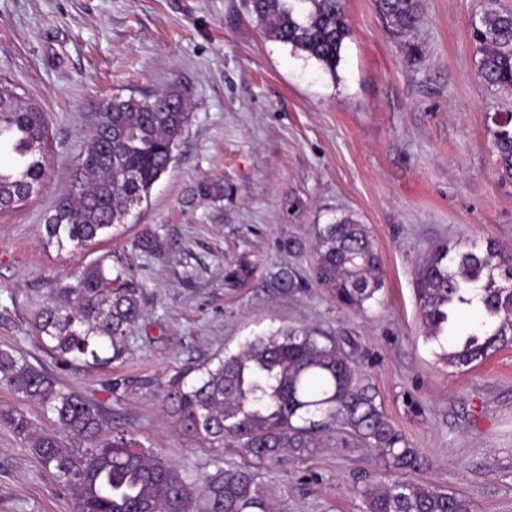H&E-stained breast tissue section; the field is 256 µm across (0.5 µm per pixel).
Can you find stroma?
I'll use <instances>...</instances> for the list:
<instances>
[{"label": "stroma", "instance_id": "1", "mask_svg": "<svg viewBox=\"0 0 512 512\" xmlns=\"http://www.w3.org/2000/svg\"><path fill=\"white\" fill-rule=\"evenodd\" d=\"M393 32L376 0H346L335 73L257 26L247 0H0V81L43 111L45 187L0 212V348L23 352L59 387L96 401L108 426L204 474L260 472L287 512H363L365 473H400L368 448H323L270 462L185 434L161 396L174 377L253 337L314 325L349 339L392 422L429 458L414 473L512 512V346L465 372L425 340L417 267L432 245L492 238L512 247V180L492 130L512 89L478 74L473 38L487 8L512 0H418ZM179 86L189 121L168 172L113 235L47 244L43 223L71 189L95 115L115 96ZM220 185L207 197L204 184ZM348 216L381 257L383 286L357 313L307 276L315 227ZM129 270L142 315L123 357L60 363L33 328L57 288L103 256ZM302 279L282 286L281 271ZM68 490L0 423V512H74Z\"/></svg>", "mask_w": 512, "mask_h": 512}]
</instances>
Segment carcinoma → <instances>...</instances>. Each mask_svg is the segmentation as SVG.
I'll return each instance as SVG.
<instances>
[{"mask_svg":"<svg viewBox=\"0 0 512 512\" xmlns=\"http://www.w3.org/2000/svg\"><path fill=\"white\" fill-rule=\"evenodd\" d=\"M249 0L256 22L273 39L316 59L331 74L349 34L344 0ZM397 29L411 28L417 0H378ZM478 72L491 86H512V14L489 10L474 30ZM176 87L144 98L114 97L96 116L70 194L45 219L59 248L84 246L124 223L168 171L188 121ZM46 125L39 108L0 83V210L46 185ZM493 147L499 173L512 179V114L497 123ZM310 278L356 312L382 288L380 257L365 225L345 217L316 229ZM416 301L425 338L437 340L460 308L477 309L480 327L441 355L451 368L475 367L512 343V250L494 241L462 251L432 246L418 267ZM141 318L140 287L112 256L88 268L77 284L58 289L35 319L38 337L65 360L103 366L122 356ZM350 342L316 326H289L256 336L236 353L203 368L192 383H174L164 405L180 428L212 448L234 445L259 460L314 454L336 436L338 448H371L381 465L411 473L427 457L388 418L373 388L358 376ZM0 385L53 414L83 443L68 448L36 430L16 410L0 421L26 440L42 468L71 491L76 512H285L276 510L259 474L229 466L204 477L136 447L123 432L102 437L106 416L95 401L65 391L25 355L0 349ZM364 512H472L470 497L413 480L368 483L357 490Z\"/></svg>","mask_w":512,"mask_h":512,"instance_id":"1","label":"carcinoma"}]
</instances>
